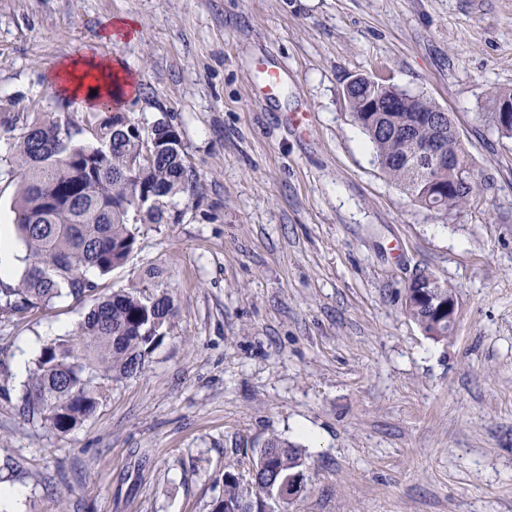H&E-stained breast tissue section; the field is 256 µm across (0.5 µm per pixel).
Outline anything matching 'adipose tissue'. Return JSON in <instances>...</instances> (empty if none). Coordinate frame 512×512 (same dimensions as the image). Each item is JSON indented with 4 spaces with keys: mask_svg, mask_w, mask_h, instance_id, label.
I'll use <instances>...</instances> for the list:
<instances>
[{
    "mask_svg": "<svg viewBox=\"0 0 512 512\" xmlns=\"http://www.w3.org/2000/svg\"><path fill=\"white\" fill-rule=\"evenodd\" d=\"M52 77L68 97L80 100L88 108H96L100 98L123 101L135 87L134 77L117 62L85 54L68 59L54 69Z\"/></svg>",
    "mask_w": 512,
    "mask_h": 512,
    "instance_id": "1",
    "label": "adipose tissue"
}]
</instances>
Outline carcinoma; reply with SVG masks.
<instances>
[{
  "instance_id": "cac0c4a2",
  "label": "carcinoma",
  "mask_w": 512,
  "mask_h": 512,
  "mask_svg": "<svg viewBox=\"0 0 512 512\" xmlns=\"http://www.w3.org/2000/svg\"><path fill=\"white\" fill-rule=\"evenodd\" d=\"M349 104L371 99L377 112H354V121L371 143L378 165L394 185L422 207L448 216L462 210L478 181H455L448 169L417 160L418 147L437 138L438 148L470 164L453 119L422 92L385 81L351 85ZM512 101V89L489 92L486 120L493 124L499 106ZM438 120L411 125L417 112ZM7 129L21 124L13 138V159L21 181L12 205L13 224L24 255L16 285H0V316L47 309L55 302L80 300L105 277L124 266L137 244V225L162 224L167 209L135 210L132 198L157 193L172 198L187 189L192 169L182 148H168L150 164L142 162L144 138L162 122L136 133L112 129V117L87 112L81 120H44L38 114L5 117ZM405 313L433 339H446L448 321L438 314L454 290L430 273H419L406 289ZM426 293L432 305L417 299ZM171 296L133 285L98 299L86 313L76 338L45 345L29 369L19 400L27 420L67 433L97 410L105 384L141 372L154 347L173 329ZM302 449L272 436L255 450L250 489L231 472L224 474V496L214 512H269L277 485L300 474Z\"/></svg>"
}]
</instances>
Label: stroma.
<instances>
[{
    "label": "stroma",
    "instance_id": "obj_1",
    "mask_svg": "<svg viewBox=\"0 0 512 512\" xmlns=\"http://www.w3.org/2000/svg\"><path fill=\"white\" fill-rule=\"evenodd\" d=\"M136 26L105 39L114 18ZM118 59L121 113L180 133L192 194L139 228L102 293L159 268L170 335L66 434L19 392L87 303L0 317V512H214L278 435L306 453L288 512H512V139L484 120L512 89V0H0V100L81 119L62 60ZM284 69L268 93L262 68ZM449 112L479 189L459 214L380 170L343 96L358 75ZM0 128V225L20 182ZM457 295L452 336L404 312L420 272Z\"/></svg>",
    "mask_w": 512,
    "mask_h": 512
}]
</instances>
